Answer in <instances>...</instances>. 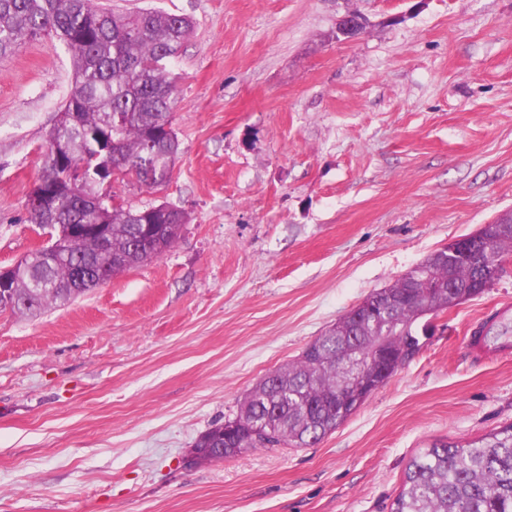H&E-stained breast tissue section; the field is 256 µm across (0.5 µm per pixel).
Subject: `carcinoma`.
I'll use <instances>...</instances> for the list:
<instances>
[{
	"instance_id": "obj_1",
	"label": "carcinoma",
	"mask_w": 512,
	"mask_h": 512,
	"mask_svg": "<svg viewBox=\"0 0 512 512\" xmlns=\"http://www.w3.org/2000/svg\"><path fill=\"white\" fill-rule=\"evenodd\" d=\"M191 31L183 15L156 9L133 14L110 11L96 0H0V55L28 39L48 34L72 54L75 86L48 131L44 144L63 143L69 157L47 163L39 179L56 187L54 208L29 209L32 224L54 225L60 251L47 257L33 252L18 266L9 299L0 313L36 315L72 303L96 287L99 273L111 278L127 270L112 256L127 254L144 237V223L164 224L162 246L169 250L187 223L183 211L135 217L130 208L100 198L98 156L108 146L136 169L141 186L154 190L169 182L179 142L165 139L171 123L175 84L167 70ZM84 163L77 189L70 188L71 164ZM105 224L111 235L102 248L92 229ZM490 275L470 263L437 256L367 298L391 303L388 318L376 323L343 317L302 351L300 357L263 378L240 405L232 421L200 433L193 447L196 463L219 462L249 449L306 447L320 442L356 409L337 400V392L357 380L349 369L376 345L410 361L419 353L410 327L418 311L448 310V286L471 293ZM390 512H512V424L480 438L435 442L412 458Z\"/></svg>"
}]
</instances>
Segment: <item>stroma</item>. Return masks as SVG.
I'll use <instances>...</instances> for the list:
<instances>
[{"instance_id": "stroma-1", "label": "stroma", "mask_w": 512, "mask_h": 512, "mask_svg": "<svg viewBox=\"0 0 512 512\" xmlns=\"http://www.w3.org/2000/svg\"><path fill=\"white\" fill-rule=\"evenodd\" d=\"M190 18L161 257L35 318L0 314V512H390L410 460L512 423V263L304 448L196 465L269 372L371 291L512 213V0H98ZM355 11L364 32L336 21ZM74 85L44 35L0 56V267ZM506 333L477 352L469 330Z\"/></svg>"}]
</instances>
